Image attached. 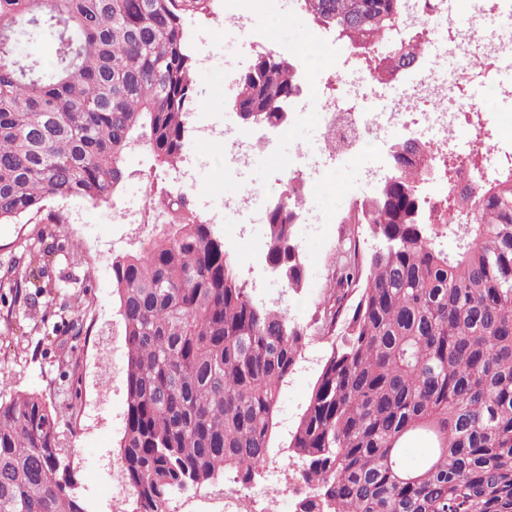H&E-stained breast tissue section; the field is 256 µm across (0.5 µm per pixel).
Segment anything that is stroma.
Listing matches in <instances>:
<instances>
[{
	"label": "stroma",
	"instance_id": "stroma-1",
	"mask_svg": "<svg viewBox=\"0 0 512 512\" xmlns=\"http://www.w3.org/2000/svg\"><path fill=\"white\" fill-rule=\"evenodd\" d=\"M254 18L267 21L276 42L291 56L316 66L317 42L325 31L303 13H295L296 37L281 35L277 21L268 20L265 0H250ZM224 0H209L204 13L184 17V36L194 47L196 61L195 107L188 117L190 135L201 124L223 125L228 96L224 92V51L232 49L238 64L248 67L261 48L238 34L197 50L199 34L223 32ZM223 137L186 149L183 163L199 186L222 196L236 194L239 182L223 177L220 155ZM70 216L67 224H0V273L7 267L26 269L33 251L44 252L35 289L25 303H15L11 289L0 288V381L7 390L46 394L59 412L66 431L68 459L75 492L87 512H123L122 500L105 497L116 466L117 442L124 426L125 376L121 319L112 294V265L101 262L111 252L112 236L120 231L116 208L83 200L60 203ZM353 241L360 254L373 245L367 225L321 224L302 234L300 252L307 269L304 288H285L270 276L265 262L253 261L247 245L232 246L236 268L255 290L256 298L277 303L291 321L306 323L328 298L340 244ZM82 324L74 334V324ZM327 340L312 335L303 357L283 387L278 404V428L271 441L279 466L295 470L288 456V433L303 414L324 358Z\"/></svg>",
	"mask_w": 512,
	"mask_h": 512
}]
</instances>
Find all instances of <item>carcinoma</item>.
I'll return each instance as SVG.
<instances>
[{"label":"carcinoma","mask_w":512,"mask_h":512,"mask_svg":"<svg viewBox=\"0 0 512 512\" xmlns=\"http://www.w3.org/2000/svg\"><path fill=\"white\" fill-rule=\"evenodd\" d=\"M209 0H0V223L64 214L51 201L108 203L145 149L160 170L183 161L195 60L183 16ZM317 26L361 50L376 77L415 33L392 39L403 0H298ZM48 36L53 62L21 50ZM297 63L259 56L238 76L240 124L281 119ZM358 220L378 246L340 249L334 288L306 325L256 301L224 235L192 196L166 190L150 249L112 259L126 346L119 471L137 512H170L177 492L231 474L243 486L271 461L282 387L316 331L330 353L289 434L295 478L314 494L294 512H512V179L482 185L473 221L423 218L431 169L412 144ZM304 193L265 224L266 259L293 290L307 279L295 236ZM454 242L446 250L441 238ZM353 296L345 310L342 302ZM429 444L408 468L403 451ZM57 410L41 395L0 396V512H86L64 463Z\"/></svg>","instance_id":"obj_1"}]
</instances>
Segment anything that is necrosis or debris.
Instances as JSON below:
<instances>
[{
	"label": "necrosis or debris",
	"mask_w": 512,
	"mask_h": 512,
	"mask_svg": "<svg viewBox=\"0 0 512 512\" xmlns=\"http://www.w3.org/2000/svg\"><path fill=\"white\" fill-rule=\"evenodd\" d=\"M408 17L424 51L386 81H377L365 60L349 52L336 66L300 65L305 93L289 106L314 112L320 135L285 167L284 185L315 191L331 165L372 145L388 153L405 141L416 142L432 159L433 176L418 186L427 215L481 183L512 173V147L503 136L512 113V79L500 75L512 63V0H409ZM475 28L484 31L476 42L469 36ZM370 102L380 103L381 111H368ZM449 127L460 132V140L442 138ZM224 135L233 146L223 155L222 173L241 182L238 195L219 200L228 239L248 244L258 258L264 236L247 233L245 226L254 211L268 212L281 196L256 189L258 163L272 157L275 143L250 129H228ZM295 494L277 470L264 485L225 489L224 512H263L267 499Z\"/></svg>",
	"instance_id": "obj_1"
}]
</instances>
